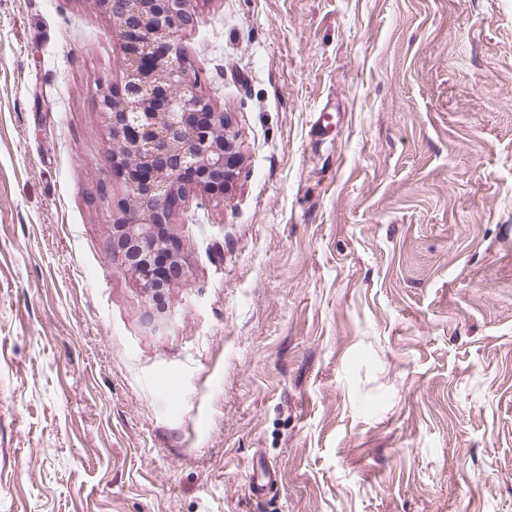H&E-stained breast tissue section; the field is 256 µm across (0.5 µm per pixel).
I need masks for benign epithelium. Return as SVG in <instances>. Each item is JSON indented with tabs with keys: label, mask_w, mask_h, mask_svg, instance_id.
I'll list each match as a JSON object with an SVG mask.
<instances>
[{
	"label": "benign epithelium",
	"mask_w": 512,
	"mask_h": 512,
	"mask_svg": "<svg viewBox=\"0 0 512 512\" xmlns=\"http://www.w3.org/2000/svg\"><path fill=\"white\" fill-rule=\"evenodd\" d=\"M190 0H100L124 43L121 85L100 86L98 107L112 140L111 172L122 184L112 200V258L156 304L187 275L172 214L194 185L229 190L239 152L224 113L194 88L177 32L192 20Z\"/></svg>",
	"instance_id": "1"
}]
</instances>
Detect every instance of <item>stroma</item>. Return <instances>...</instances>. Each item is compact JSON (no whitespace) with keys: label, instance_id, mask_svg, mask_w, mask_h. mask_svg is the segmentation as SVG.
Wrapping results in <instances>:
<instances>
[{"label":"stroma","instance_id":"stroma-1","mask_svg":"<svg viewBox=\"0 0 512 512\" xmlns=\"http://www.w3.org/2000/svg\"><path fill=\"white\" fill-rule=\"evenodd\" d=\"M190 8L241 165L158 310L110 249L119 34L0 0V512H512V0Z\"/></svg>","mask_w":512,"mask_h":512}]
</instances>
